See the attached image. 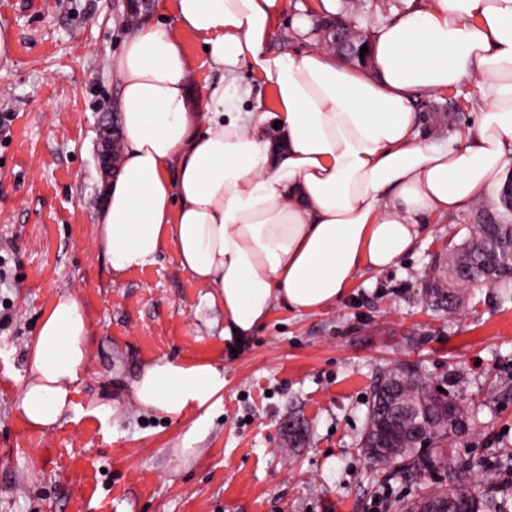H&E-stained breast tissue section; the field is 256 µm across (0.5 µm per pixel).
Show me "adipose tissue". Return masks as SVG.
<instances>
[{"mask_svg":"<svg viewBox=\"0 0 512 512\" xmlns=\"http://www.w3.org/2000/svg\"><path fill=\"white\" fill-rule=\"evenodd\" d=\"M285 6L175 0L177 30L140 27L114 63L123 155L96 245L116 273L173 245L214 289L228 338L251 336L277 303L300 314L336 305L361 271L397 263L433 216L467 209L512 164V0L408 8L373 29L371 75L317 46L270 51ZM184 33L223 74L208 112L194 108ZM244 63L273 90V111L227 107ZM466 80L487 100L475 131L450 146L419 139L417 96ZM90 335L80 299L57 294L19 396L30 429H51L72 408ZM223 393L217 366L166 358L133 385L140 406L173 420L212 412Z\"/></svg>","mask_w":512,"mask_h":512,"instance_id":"adipose-tissue-1","label":"adipose tissue"}]
</instances>
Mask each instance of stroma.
I'll return each mask as SVG.
<instances>
[{
  "label": "stroma",
  "mask_w": 512,
  "mask_h": 512,
  "mask_svg": "<svg viewBox=\"0 0 512 512\" xmlns=\"http://www.w3.org/2000/svg\"><path fill=\"white\" fill-rule=\"evenodd\" d=\"M126 0H0V512H384L383 492L408 500L440 484H410L360 446L376 374L415 364L461 406L448 445L484 459L496 488L512 469V305L479 288L449 315L421 288L462 214L433 217L391 268L367 270L336 306L299 315L274 305L253 336L224 335V308L182 269L173 247L114 276L95 240L109 183L98 129L115 116L113 70L129 37ZM407 0H335L358 28L385 23ZM308 0H288L270 43L293 35ZM485 105L473 83L418 96L419 137L442 144L475 129ZM74 292L92 329L74 406L51 430L17 410L36 323L55 295ZM219 366L224 394L197 452L179 454L188 420L138 405L132 385L156 360ZM305 437L290 447L287 419Z\"/></svg>",
  "instance_id": "obj_1"
}]
</instances>
